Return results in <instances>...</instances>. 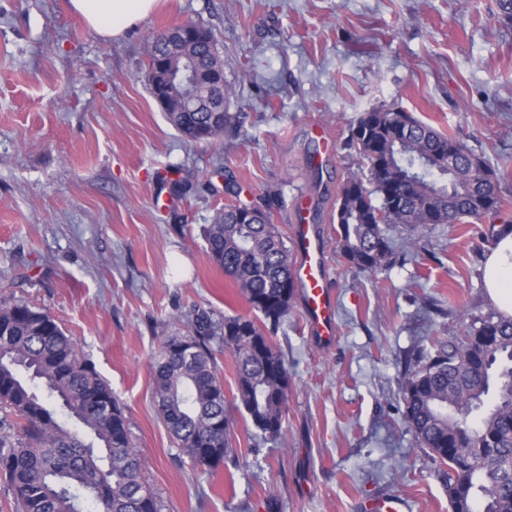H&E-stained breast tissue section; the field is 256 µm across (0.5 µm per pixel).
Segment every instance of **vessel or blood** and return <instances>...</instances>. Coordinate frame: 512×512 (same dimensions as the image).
<instances>
[{"mask_svg":"<svg viewBox=\"0 0 512 512\" xmlns=\"http://www.w3.org/2000/svg\"><path fill=\"white\" fill-rule=\"evenodd\" d=\"M292 236L297 254L293 275L309 329L317 344L331 346L336 339L335 301L328 284L324 244L309 223L293 225Z\"/></svg>","mask_w":512,"mask_h":512,"instance_id":"b4317fda","label":"vessel or blood"}]
</instances>
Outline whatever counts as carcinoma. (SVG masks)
Instances as JSON below:
<instances>
[{"instance_id": "cac0c4a2", "label": "carcinoma", "mask_w": 512, "mask_h": 512, "mask_svg": "<svg viewBox=\"0 0 512 512\" xmlns=\"http://www.w3.org/2000/svg\"><path fill=\"white\" fill-rule=\"evenodd\" d=\"M183 51L200 55L206 66L224 64L215 43ZM195 96L181 86L171 98L165 117L180 133L205 124L207 113L186 111ZM351 142L369 176L352 173L341 184L336 214L344 223L335 228L336 247L362 273L391 263L397 227L408 228L417 243L432 225L479 220L502 207L499 195L485 202L494 170L410 112L365 113ZM239 210L228 205L216 211L201 231L211 260L262 320L226 315L216 321L199 311L187 334L162 343L154 365L158 413L174 446L210 469L231 452L232 420L216 353L232 354L237 397L255 437H282L288 402V365L271 333L288 316L295 292L290 252L269 212L254 224H239ZM0 348L9 353L0 357V407L10 410L16 431L0 437V470L18 512H74L78 501L89 512H161L117 396L55 319L25 302H1ZM402 390L405 422L420 446L448 467V488L466 504L491 497L494 512H512V477L505 468L512 456V318H476L448 340H436ZM489 394L493 403L484 412ZM479 410L476 466L460 469L461 427Z\"/></svg>"}]
</instances>
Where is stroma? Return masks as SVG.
<instances>
[{
  "instance_id": "1",
  "label": "stroma",
  "mask_w": 512,
  "mask_h": 512,
  "mask_svg": "<svg viewBox=\"0 0 512 512\" xmlns=\"http://www.w3.org/2000/svg\"><path fill=\"white\" fill-rule=\"evenodd\" d=\"M213 32L236 117L187 142L144 64L162 29ZM399 107L495 170L503 208L429 228L417 256L368 274L336 247V199L366 169V112ZM270 197L283 233L303 203L324 237L336 342L313 344L300 300L273 340L288 364L284 434L254 439L229 353L217 356L233 451L204 469L174 447L153 364L195 310L250 315L201 227ZM512 225V22L496 0H159L118 40L69 0H0V300L48 310L124 406L162 512H451L442 467L404 422L417 350L497 315L482 261Z\"/></svg>"
}]
</instances>
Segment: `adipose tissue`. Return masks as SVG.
I'll return each mask as SVG.
<instances>
[{
    "mask_svg": "<svg viewBox=\"0 0 512 512\" xmlns=\"http://www.w3.org/2000/svg\"><path fill=\"white\" fill-rule=\"evenodd\" d=\"M72 10L100 36L120 38L138 20L148 15L156 0H69ZM484 281L490 299L512 317V228L500 233L485 258Z\"/></svg>",
    "mask_w": 512,
    "mask_h": 512,
    "instance_id": "adipose-tissue-1",
    "label": "adipose tissue"
}]
</instances>
